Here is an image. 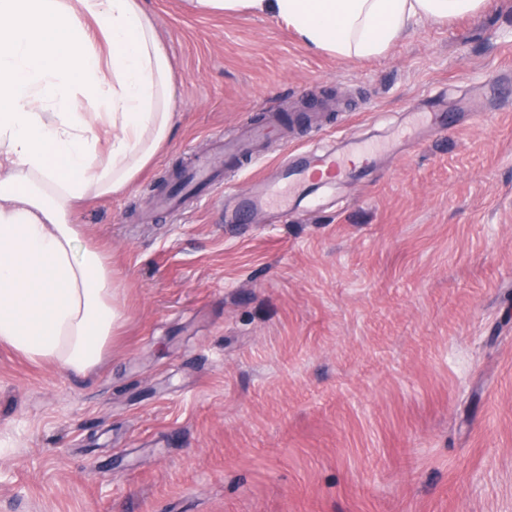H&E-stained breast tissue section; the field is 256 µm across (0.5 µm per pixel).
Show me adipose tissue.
Masks as SVG:
<instances>
[{"mask_svg": "<svg viewBox=\"0 0 512 512\" xmlns=\"http://www.w3.org/2000/svg\"><path fill=\"white\" fill-rule=\"evenodd\" d=\"M202 16L285 20L311 50L379 56L411 26L489 0H183ZM173 66L142 0H0V343L76 374L121 318L82 202L129 192L175 122Z\"/></svg>", "mask_w": 512, "mask_h": 512, "instance_id": "obj_1", "label": "adipose tissue"}]
</instances>
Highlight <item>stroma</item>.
Returning <instances> with one entry per match:
<instances>
[{
    "mask_svg": "<svg viewBox=\"0 0 512 512\" xmlns=\"http://www.w3.org/2000/svg\"><path fill=\"white\" fill-rule=\"evenodd\" d=\"M143 4L174 130L75 215L123 321L84 376L0 345V512H512V0L361 60L271 15ZM431 107L448 134L413 118ZM270 110L294 132L255 159L268 182L347 139L375 171L313 210L283 193L284 220L217 223L252 184L233 163L217 201L152 208Z\"/></svg>",
    "mask_w": 512,
    "mask_h": 512,
    "instance_id": "stroma-1",
    "label": "stroma"
}]
</instances>
